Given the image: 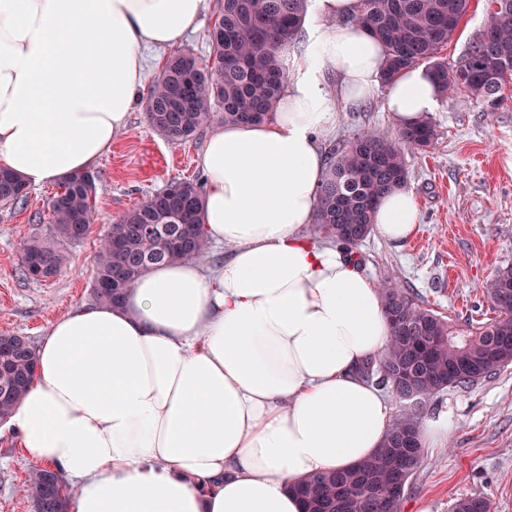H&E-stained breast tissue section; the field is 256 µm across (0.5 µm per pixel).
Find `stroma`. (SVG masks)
Listing matches in <instances>:
<instances>
[{
  "mask_svg": "<svg viewBox=\"0 0 512 512\" xmlns=\"http://www.w3.org/2000/svg\"><path fill=\"white\" fill-rule=\"evenodd\" d=\"M489 0H470L455 36L441 52L457 64L482 29ZM384 88L365 101L334 104L336 122L322 148L369 129L392 138L397 128L384 105ZM437 131L425 152L406 155L407 188L416 199V231L398 245L371 233L360 247L362 270L373 279L389 274L438 314L485 322L494 318L484 283L512 265V96L496 110L442 98L431 114ZM208 127L187 142L171 144L150 127L144 104L130 115L129 130L96 164L94 220L83 241L68 245L70 261L55 277H22L20 249L47 233L48 203L58 183L29 186L25 203L0 206V334L40 342L50 325L91 302L93 257L100 238L131 207L172 181L205 183L199 165ZM429 418L448 422V436L424 450L400 512H451L457 499L483 496L491 512H512V364L468 387H451L428 405ZM32 465L10 433L0 434V512H32L20 488Z\"/></svg>",
  "mask_w": 512,
  "mask_h": 512,
  "instance_id": "1",
  "label": "stroma"
}]
</instances>
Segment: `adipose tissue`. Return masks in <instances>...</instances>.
Here are the masks:
<instances>
[{"mask_svg": "<svg viewBox=\"0 0 512 512\" xmlns=\"http://www.w3.org/2000/svg\"><path fill=\"white\" fill-rule=\"evenodd\" d=\"M208 2L0 0V166L35 185L94 167L129 129L145 50L175 47ZM358 9L314 0L279 112L208 133L205 224L224 263L151 268L122 306L74 308L43 337L6 427L62 476L70 512H303L294 483L381 446L392 408L355 369L388 342L382 296L347 250L303 232L325 171L316 132L335 119L322 78L362 100L386 66L345 21ZM440 100L422 66L386 87L400 129ZM373 222L405 242L413 194H386Z\"/></svg>", "mask_w": 512, "mask_h": 512, "instance_id": "obj_1", "label": "adipose tissue"}]
</instances>
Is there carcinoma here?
Here are the masks:
<instances>
[{
  "instance_id": "carcinoma-1",
  "label": "carcinoma",
  "mask_w": 512,
  "mask_h": 512,
  "mask_svg": "<svg viewBox=\"0 0 512 512\" xmlns=\"http://www.w3.org/2000/svg\"><path fill=\"white\" fill-rule=\"evenodd\" d=\"M308 0H219L209 34L210 58L176 51L162 65L147 96L151 128L180 144L207 122L262 123L282 98L287 77L283 46L300 33ZM469 0H361L351 21L367 27L387 49L382 85L403 70L427 65L442 95L467 93V102L492 109L512 83V0H492L484 27L462 60L448 66L439 53L455 35ZM431 118L388 138L363 130L329 152L318 190L314 223L324 237L352 252L373 231L377 202L407 183L405 154L433 146ZM173 190L153 193L111 225L94 255L92 300L120 305L130 287L152 266L201 258L210 248L203 222L204 196L191 181L171 182ZM49 201V233L22 244L21 266L40 279L56 276L68 263L65 245L86 238L95 210L98 176L86 171L63 178ZM27 199V184L0 168V204ZM151 224L145 235L141 227ZM391 333L382 354L359 374L378 373L403 413L381 448L346 471L308 476L295 491L305 512H400L402 498L423 458L419 421L427 404L450 386L467 387L512 363V266L498 269L485 286L497 317L459 324L428 308L391 276L380 280ZM36 347L26 336L0 334V421L9 417L35 380ZM414 371L422 402H406ZM33 512H68L65 482L51 469L29 479ZM484 496L456 500L452 512H490Z\"/></svg>"
}]
</instances>
